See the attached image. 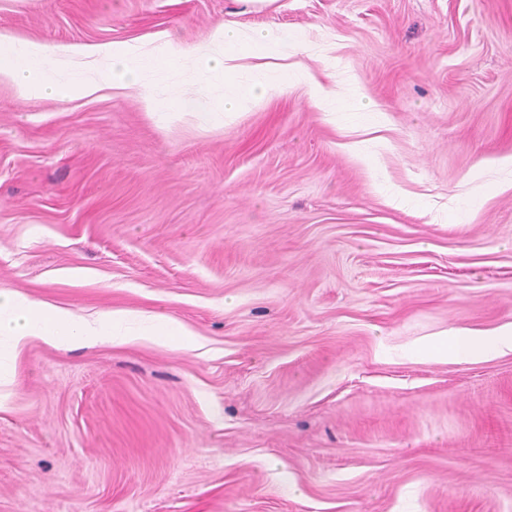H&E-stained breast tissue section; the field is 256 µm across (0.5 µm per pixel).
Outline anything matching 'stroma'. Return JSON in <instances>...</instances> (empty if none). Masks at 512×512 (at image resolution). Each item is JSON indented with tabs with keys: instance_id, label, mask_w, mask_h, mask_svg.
Instances as JSON below:
<instances>
[{
	"instance_id": "35a3bbf8",
	"label": "stroma",
	"mask_w": 512,
	"mask_h": 512,
	"mask_svg": "<svg viewBox=\"0 0 512 512\" xmlns=\"http://www.w3.org/2000/svg\"><path fill=\"white\" fill-rule=\"evenodd\" d=\"M224 24L303 38L335 122L302 85L203 131L0 84V289L192 334L30 338L0 512H512V352H411L512 323V0H0L20 42Z\"/></svg>"
}]
</instances>
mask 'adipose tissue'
Segmentation results:
<instances>
[{
    "label": "adipose tissue",
    "instance_id": "ef3b65f1",
    "mask_svg": "<svg viewBox=\"0 0 512 512\" xmlns=\"http://www.w3.org/2000/svg\"><path fill=\"white\" fill-rule=\"evenodd\" d=\"M271 41L264 31L246 38L225 26L213 30L206 42L195 45L164 36L148 52L135 41L104 43L91 49L29 41L0 49V83L11 85L22 100L54 97L66 90L88 97L104 89H118L136 98L165 123L178 120L180 111L194 109V101L182 96L181 90L185 82L201 79L209 90L205 119L211 126L221 127L235 121L247 103L287 91L289 82L302 80L312 104L326 121L335 122V89L311 80L308 72L276 62ZM65 63L84 71L85 79L66 86L57 76ZM164 100L177 101L179 112L160 111L159 104ZM32 336L80 346L104 337L126 336H162L184 342L189 332L175 320L151 312L119 310L78 315L1 288L0 369L12 364L21 345ZM505 351H512V325L487 337L455 332L450 338L431 340L418 348L419 354L432 358L450 354L481 358Z\"/></svg>",
    "mask_w": 512,
    "mask_h": 512
}]
</instances>
